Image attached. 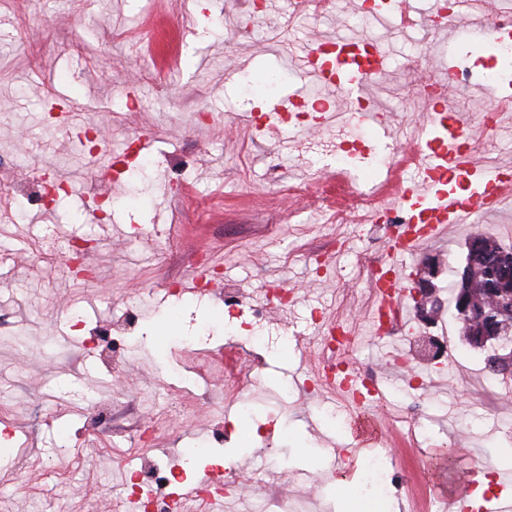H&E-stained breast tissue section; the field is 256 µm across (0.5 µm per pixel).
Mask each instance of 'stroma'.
I'll use <instances>...</instances> for the list:
<instances>
[{
	"label": "stroma",
	"mask_w": 512,
	"mask_h": 512,
	"mask_svg": "<svg viewBox=\"0 0 512 512\" xmlns=\"http://www.w3.org/2000/svg\"><path fill=\"white\" fill-rule=\"evenodd\" d=\"M268 2L256 19L251 0H0V324L11 331L0 337V512H127L129 470L192 450L223 451L249 480L225 498L228 512H275L282 501L296 512H358L351 492L365 458L355 455L350 413L296 372L299 352L321 360L315 323L332 319L351 328L362 375L383 389V435L368 456L402 483L366 505L405 512L409 493L441 505L462 490L481 512L486 493L500 492L496 483L482 491L478 477L502 471L497 451L512 447V381L487 386L482 359L456 340L465 360L422 357L416 341L431 328L411 303L403 326L379 340L364 270L379 267L387 236L362 239L336 220L340 209L364 217L378 207L402 140L418 132L420 87L444 77L451 40L369 14L367 0H333L302 17L289 0ZM348 36L378 43L388 61L365 89L372 107L360 132L370 136L384 114L400 136L375 145L367 163L349 159L344 181H328L347 124L312 116L257 131L250 117L270 95L248 96L244 84L278 70L285 90L326 98L301 58ZM88 128L116 156L129 139L156 134L143 153L147 182L125 178L101 193L112 172L88 169ZM478 139L479 159L512 161V109ZM54 176L68 193L45 209L22 207L9 189L37 193ZM295 183L308 194L289 195ZM104 224L119 242L101 240ZM472 226L409 259L414 270L440 254V298ZM75 237L83 276L56 248ZM193 245L213 286L236 289L245 305L269 285L293 289L286 311L253 325L211 294L184 292ZM130 304L140 319L124 349L108 352L100 333ZM283 332L287 344H264ZM230 377L239 389H226ZM410 407L424 432L417 440L398 422Z\"/></svg>",
	"instance_id": "obj_1"
}]
</instances>
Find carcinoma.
Segmentation results:
<instances>
[{
	"mask_svg": "<svg viewBox=\"0 0 512 512\" xmlns=\"http://www.w3.org/2000/svg\"><path fill=\"white\" fill-rule=\"evenodd\" d=\"M466 253L467 274L448 285V296L456 302L452 313L459 339L484 355L485 368L493 374L484 345L512 328V246L481 227L469 237Z\"/></svg>",
	"mask_w": 512,
	"mask_h": 512,
	"instance_id": "obj_1",
	"label": "carcinoma"
}]
</instances>
